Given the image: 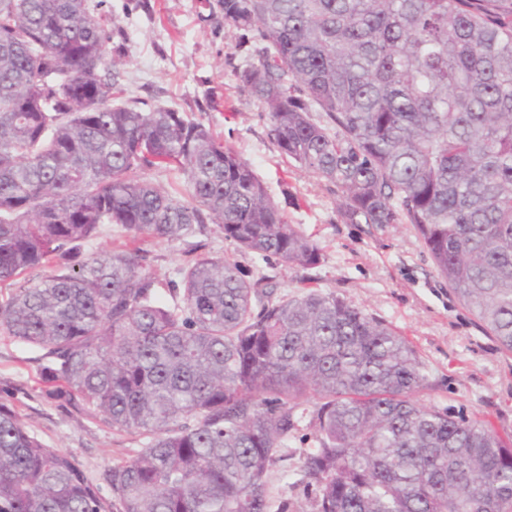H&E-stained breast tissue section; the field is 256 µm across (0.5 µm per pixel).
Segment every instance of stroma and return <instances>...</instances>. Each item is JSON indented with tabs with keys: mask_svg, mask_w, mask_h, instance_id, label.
<instances>
[{
	"mask_svg": "<svg viewBox=\"0 0 512 512\" xmlns=\"http://www.w3.org/2000/svg\"><path fill=\"white\" fill-rule=\"evenodd\" d=\"M149 2L147 12L138 0H105L103 7L128 34L121 70L129 96L210 125L250 164L287 222L322 251L319 266L308 270L235 252L249 278L272 277L281 294L332 292L385 321L411 343L429 379L421 403L512 436V354L498 348L437 276L411 225L344 223L340 191L288 164L265 112L237 81L233 69L245 61L222 14L210 12L204 0ZM140 246L163 284L200 255L232 250L213 224L186 240L145 239ZM41 365L37 348L0 337V400L13 404L44 444L70 452L91 483L104 485L112 465L143 448L145 436L112 430L48 399L37 383Z\"/></svg>",
	"mask_w": 512,
	"mask_h": 512,
	"instance_id": "stroma-1",
	"label": "stroma"
}]
</instances>
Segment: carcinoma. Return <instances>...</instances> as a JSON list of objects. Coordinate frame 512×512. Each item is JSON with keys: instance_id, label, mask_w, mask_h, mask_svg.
Returning a JSON list of instances; mask_svg holds the SVG:
<instances>
[{"instance_id": "carcinoma-1", "label": "carcinoma", "mask_w": 512, "mask_h": 512, "mask_svg": "<svg viewBox=\"0 0 512 512\" xmlns=\"http://www.w3.org/2000/svg\"><path fill=\"white\" fill-rule=\"evenodd\" d=\"M103 2L0 0V335L45 350L47 398L147 442L109 501L0 401V512H296L267 477L298 436L309 512H512V438L420 403L428 377L388 324L279 295L231 254L181 269L167 301L140 249L85 250L104 224L172 241L210 222L286 266L322 260L209 126L126 97ZM210 8L258 55L234 75L288 161L341 191L346 223L412 225L512 353V0ZM140 176L173 195H180L185 192L184 178L176 172L153 169L140 173Z\"/></svg>"}]
</instances>
